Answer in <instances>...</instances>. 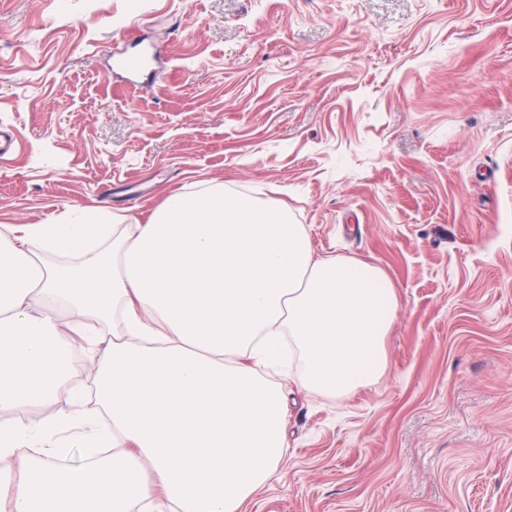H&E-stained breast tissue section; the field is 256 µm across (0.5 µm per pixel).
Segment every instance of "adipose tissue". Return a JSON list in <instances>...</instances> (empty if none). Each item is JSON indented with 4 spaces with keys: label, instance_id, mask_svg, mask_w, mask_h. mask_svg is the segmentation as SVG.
<instances>
[{
    "label": "adipose tissue",
    "instance_id": "adipose-tissue-1",
    "mask_svg": "<svg viewBox=\"0 0 512 512\" xmlns=\"http://www.w3.org/2000/svg\"><path fill=\"white\" fill-rule=\"evenodd\" d=\"M121 221L96 209L0 232V408L52 406L81 373L96 382L71 414L0 422V512H241L287 452L260 369L293 354L303 391L341 399L387 366L392 284L314 258L286 209L172 192L147 223ZM92 439L111 449L105 465L38 456Z\"/></svg>",
    "mask_w": 512,
    "mask_h": 512
}]
</instances>
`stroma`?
Segmentation results:
<instances>
[{"instance_id":"stroma-1","label":"stroma","mask_w":512,"mask_h":512,"mask_svg":"<svg viewBox=\"0 0 512 512\" xmlns=\"http://www.w3.org/2000/svg\"><path fill=\"white\" fill-rule=\"evenodd\" d=\"M2 128L0 226L240 190L393 284L244 512H512V0H0Z\"/></svg>"}]
</instances>
